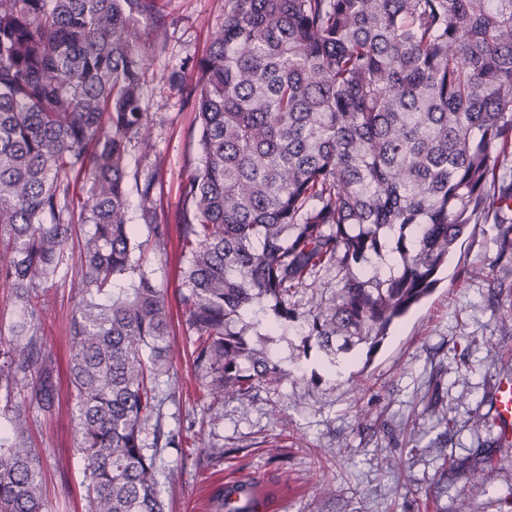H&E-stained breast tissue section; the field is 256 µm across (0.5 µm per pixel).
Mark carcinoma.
Here are the masks:
<instances>
[{
    "label": "carcinoma",
    "instance_id": "1",
    "mask_svg": "<svg viewBox=\"0 0 512 512\" xmlns=\"http://www.w3.org/2000/svg\"><path fill=\"white\" fill-rule=\"evenodd\" d=\"M166 26L164 0H0V284L20 313L0 397H22L0 438V512H43L30 410L51 411L56 385L36 299L67 276L76 219L90 225L69 365L88 512H165L171 315L145 246L167 227L158 173L128 156L148 134L146 57ZM195 68L180 304L212 401L293 376L275 329L300 327L331 364L373 351L471 224L493 221L512 259V0H233ZM329 275L303 309L298 294ZM234 493L218 488L217 512H256Z\"/></svg>",
    "mask_w": 512,
    "mask_h": 512
}]
</instances>
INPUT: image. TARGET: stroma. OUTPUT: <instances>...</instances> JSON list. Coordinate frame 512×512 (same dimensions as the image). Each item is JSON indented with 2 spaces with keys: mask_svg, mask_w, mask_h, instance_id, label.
<instances>
[{
  "mask_svg": "<svg viewBox=\"0 0 512 512\" xmlns=\"http://www.w3.org/2000/svg\"><path fill=\"white\" fill-rule=\"evenodd\" d=\"M227 0H167L168 25L148 60L144 89L152 128L130 151L131 167L158 170L156 201L169 239L146 268L172 314V371L161 394L164 449L158 475L167 512H214L220 483L246 481L282 500L279 512H502L512 497V441L481 427L493 392L512 378V260L498 256L493 224L470 225L433 292L397 319L375 349L354 346L336 366L299 328L272 347L296 380L220 404L201 399V373L179 303L181 188L199 158L194 62L224 23ZM79 263L46 292L41 335L60 403L34 411L45 512H85L76 448L75 401L67 381L69 328L81 297ZM453 419L445 431L441 414ZM493 447L492 459L476 456ZM218 449L197 465L201 448Z\"/></svg>",
  "mask_w": 512,
  "mask_h": 512,
  "instance_id": "obj_1",
  "label": "stroma"
}]
</instances>
